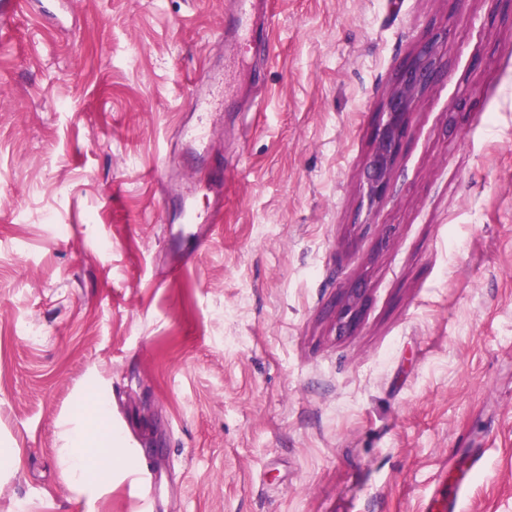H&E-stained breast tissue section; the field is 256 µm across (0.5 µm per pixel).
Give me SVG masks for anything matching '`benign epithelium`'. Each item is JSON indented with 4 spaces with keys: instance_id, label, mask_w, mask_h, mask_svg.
Segmentation results:
<instances>
[{
    "instance_id": "7a95c632",
    "label": "benign epithelium",
    "mask_w": 512,
    "mask_h": 512,
    "mask_svg": "<svg viewBox=\"0 0 512 512\" xmlns=\"http://www.w3.org/2000/svg\"><path fill=\"white\" fill-rule=\"evenodd\" d=\"M440 40L435 38L420 46L398 69L389 90L384 112L373 131L372 150L363 165V180L369 205L384 200L388 192L394 162L401 151L410 115L416 111L427 90L441 75ZM363 301V289L351 288L345 296L338 316L342 330L354 327Z\"/></svg>"
}]
</instances>
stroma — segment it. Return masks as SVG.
<instances>
[{
    "instance_id": "obj_1",
    "label": "stroma",
    "mask_w": 512,
    "mask_h": 512,
    "mask_svg": "<svg viewBox=\"0 0 512 512\" xmlns=\"http://www.w3.org/2000/svg\"><path fill=\"white\" fill-rule=\"evenodd\" d=\"M23 0L0 33V512L90 496L60 433L104 390L154 512H425L483 449L461 512H512V16L494 0H268L269 52L224 0ZM447 28L386 198L362 168L397 68ZM234 53L246 65L225 72ZM232 91L204 156L195 92ZM211 179L205 243L151 175ZM359 285L356 329L336 301ZM210 102L197 100L196 108L201 112V121L193 126H185L183 129V141L188 148L202 149L205 145L207 137V126L203 121V115L208 113L210 109Z\"/></svg>"
}]
</instances>
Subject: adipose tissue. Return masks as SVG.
<instances>
[{
	"mask_svg": "<svg viewBox=\"0 0 512 512\" xmlns=\"http://www.w3.org/2000/svg\"><path fill=\"white\" fill-rule=\"evenodd\" d=\"M108 396L95 392L82 413L74 415L64 430L61 478L83 492L101 493L112 485V474L124 450L110 425Z\"/></svg>",
	"mask_w": 512,
	"mask_h": 512,
	"instance_id": "ef3b65f1",
	"label": "adipose tissue"
}]
</instances>
